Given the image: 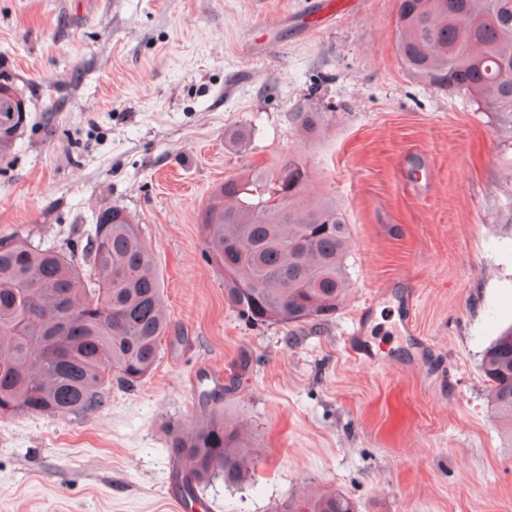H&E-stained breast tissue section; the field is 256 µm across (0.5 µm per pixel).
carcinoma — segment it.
<instances>
[{"label":"carcinoma","instance_id":"obj_1","mask_svg":"<svg viewBox=\"0 0 512 512\" xmlns=\"http://www.w3.org/2000/svg\"><path fill=\"white\" fill-rule=\"evenodd\" d=\"M397 55L429 89L463 94L512 131V0H399ZM28 113L0 101V159L11 153ZM291 119L308 137L327 113L299 105ZM304 163L252 168L224 180L203 212L205 256L224 274L227 304L251 323L317 324L345 299L349 224L328 198L311 199ZM0 417L85 416L105 403L112 375L141 381L170 330L162 284L139 225L122 209L98 212L86 243L64 253L16 235L0 238ZM75 323L56 333L62 305ZM490 405L512 447V327L484 351ZM194 428L172 436L180 493L193 498L214 473L238 481L248 463L224 412L199 403ZM297 512H356L336 492Z\"/></svg>","mask_w":512,"mask_h":512}]
</instances>
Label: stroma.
<instances>
[{"label": "stroma", "mask_w": 512, "mask_h": 512, "mask_svg": "<svg viewBox=\"0 0 512 512\" xmlns=\"http://www.w3.org/2000/svg\"><path fill=\"white\" fill-rule=\"evenodd\" d=\"M326 2L0 0V68L29 112L0 162V236L61 248L123 208L171 322L152 372L95 413L0 418V512H184L168 443L203 390L252 461L191 512L336 492L357 512H512L481 368L512 325V135L404 71L397 0L328 22ZM300 102L331 115L316 139L289 118ZM288 154L352 234L350 291L314 327L248 322L203 256L214 190Z\"/></svg>", "instance_id": "1"}]
</instances>
